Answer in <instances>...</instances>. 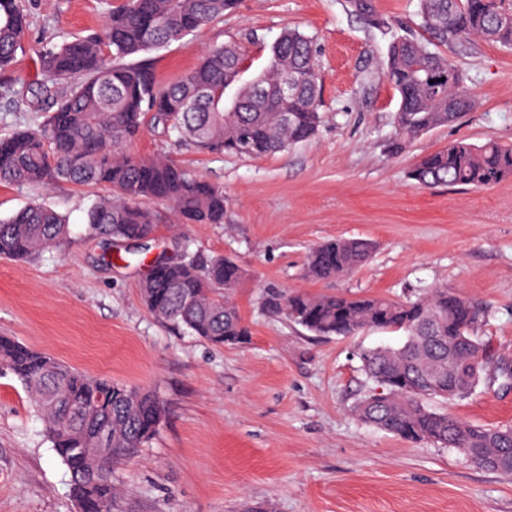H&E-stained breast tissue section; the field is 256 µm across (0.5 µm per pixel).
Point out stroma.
Listing matches in <instances>:
<instances>
[{
    "instance_id": "stroma-1",
    "label": "stroma",
    "mask_w": 512,
    "mask_h": 512,
    "mask_svg": "<svg viewBox=\"0 0 512 512\" xmlns=\"http://www.w3.org/2000/svg\"><path fill=\"white\" fill-rule=\"evenodd\" d=\"M109 0H30L13 70L37 78L42 43L102 30ZM312 41L321 90L315 138L264 158L207 154L144 130L132 153L167 156L224 190V221L183 224L154 202L143 244L87 235L86 210L107 187L0 184V218L44 201L70 236L29 261L0 258V336L90 376L154 391L167 413L113 474V512H512V473L484 469L454 448L411 443L360 421L374 388L359 349L399 345L397 332L323 338L262 306L266 289L313 295L415 297L440 286L486 304L480 336L512 360V178L484 189L415 184L423 155L448 143L512 145V49L481 39L442 52L475 97L456 123L393 149L399 94L384 69L387 30L348 0H240L238 8L144 55L158 82L193 69L209 47L244 46L249 75L284 28ZM369 241L366 264L311 280L310 248ZM221 255L245 273L234 293L251 342L215 346L155 319L140 285L155 254ZM431 407L480 426L512 425V391L480 390ZM0 512H77L70 473L23 387L0 376Z\"/></svg>"
}]
</instances>
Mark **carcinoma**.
<instances>
[{
	"label": "carcinoma",
	"instance_id": "obj_1",
	"mask_svg": "<svg viewBox=\"0 0 512 512\" xmlns=\"http://www.w3.org/2000/svg\"><path fill=\"white\" fill-rule=\"evenodd\" d=\"M239 0H122L108 10L101 35L49 42L40 52V77L15 78L6 94L30 112L51 103L43 124L0 136V183L51 186L103 185L110 195L87 212L89 235L142 240L154 230L147 200L169 203L184 224L224 223V190L167 157L127 150L151 126L184 146L210 154L266 157L312 140L321 123V83L308 37L285 30L270 46L265 67L240 80L249 57L236 44L210 47L198 65L159 85L131 57L180 41L235 10ZM423 41L394 34L385 73L400 95L395 148L456 122L474 106L465 78L435 44L464 46L474 38L512 47V4L507 0H418ZM27 26L26 0H0V71L12 68ZM296 89L282 98L283 74ZM233 90L230 98L224 91ZM512 177V146L462 141L422 156L411 179L422 186L482 188ZM69 234L65 217L33 202L0 218V258L27 260L58 248ZM371 244L336 239L314 248L306 273L317 280L348 275L367 262ZM167 269L145 275L141 298L157 318L212 344L239 346L251 332L231 300L241 268L222 256L161 257ZM264 309L324 338L364 330L400 332L398 347L359 352L375 386L355 415L408 442L455 448L475 464L512 472V427L466 423L428 404L473 395L484 385L490 344L476 334L486 308L448 290L431 288L414 299L364 295L266 292ZM0 373L27 391L62 462L72 476L75 501L86 512H112L119 496L114 466L132 457L156 433L153 415L165 418L156 394L94 378L9 337L0 336ZM492 384L512 390V361L497 363Z\"/></svg>",
	"mask_w": 512,
	"mask_h": 512
}]
</instances>
